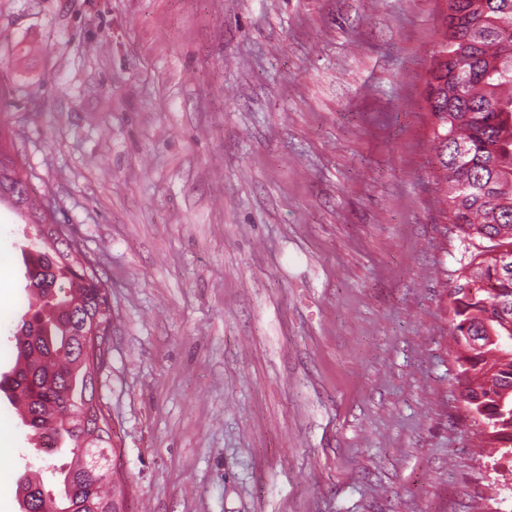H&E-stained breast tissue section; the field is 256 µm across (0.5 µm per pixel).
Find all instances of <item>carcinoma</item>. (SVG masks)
<instances>
[{
    "label": "carcinoma",
    "instance_id": "obj_1",
    "mask_svg": "<svg viewBox=\"0 0 512 512\" xmlns=\"http://www.w3.org/2000/svg\"><path fill=\"white\" fill-rule=\"evenodd\" d=\"M439 49L426 80L437 142L439 190L464 241L490 245L461 264L450 290L456 382L460 396L490 425L489 448L512 452V351L476 348L468 337L491 327L512 333V0H448ZM0 195L36 228L35 246L24 251L29 287L39 307L21 317L14 333L15 366L0 376V392L21 397L28 427L38 439H67L77 463H47L63 486L53 497L42 480L18 479L22 512H113L122 486L102 471L111 447L107 418H98L95 379L101 356L82 350V332L112 319L107 285L81 245L59 241L51 203L34 196L29 178L0 142Z\"/></svg>",
    "mask_w": 512,
    "mask_h": 512
}]
</instances>
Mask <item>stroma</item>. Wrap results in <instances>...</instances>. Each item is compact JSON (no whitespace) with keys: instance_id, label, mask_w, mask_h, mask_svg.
Segmentation results:
<instances>
[{"instance_id":"stroma-1","label":"stroma","mask_w":512,"mask_h":512,"mask_svg":"<svg viewBox=\"0 0 512 512\" xmlns=\"http://www.w3.org/2000/svg\"><path fill=\"white\" fill-rule=\"evenodd\" d=\"M446 0H0V131L108 285L126 512H512L456 383ZM0 207V373L27 305ZM0 393V512L40 456Z\"/></svg>"}]
</instances>
